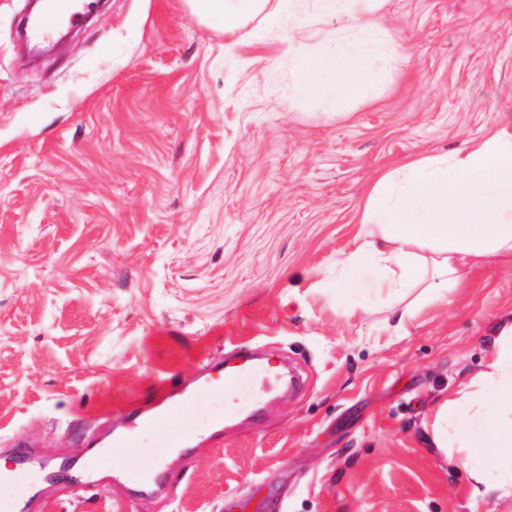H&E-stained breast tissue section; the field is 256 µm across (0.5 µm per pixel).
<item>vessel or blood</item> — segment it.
Masks as SVG:
<instances>
[{"label": "vessel or blood", "mask_w": 512, "mask_h": 512, "mask_svg": "<svg viewBox=\"0 0 512 512\" xmlns=\"http://www.w3.org/2000/svg\"><path fill=\"white\" fill-rule=\"evenodd\" d=\"M96 4L97 0H45L41 13L21 17V35L34 47L50 44L58 22L80 26ZM233 348L234 362L206 356L200 361L197 377L162 380L147 402L125 404L115 414L108 410L90 417L76 414L69 428L81 440L86 450L83 456L63 455L49 460L42 456L34 439L12 440L9 456L13 466L0 472V486L19 488L7 503L8 512L46 508L48 498L44 488L48 485L95 488L97 482L92 475L95 461L134 447L141 433L147 430L156 432L162 449L184 451L202 445L223 446V420L203 418L196 412V404L203 394L223 396L233 414L243 416L248 423H260L270 401L280 391L293 388L295 381L284 363L273 362L260 353L259 343L239 340ZM111 479L130 487L133 498L137 499L180 483L183 473L171 468L162 454L133 473L125 467H115Z\"/></svg>", "instance_id": "vessel-or-blood-1"}]
</instances>
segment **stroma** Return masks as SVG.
<instances>
[{"label": "stroma", "instance_id": "35a3bbf8", "mask_svg": "<svg viewBox=\"0 0 512 512\" xmlns=\"http://www.w3.org/2000/svg\"><path fill=\"white\" fill-rule=\"evenodd\" d=\"M26 0H0V448L83 455L75 413L148 401L225 338L298 353L297 395L187 475L50 512H512L490 449L433 440L440 408L512 324V257L474 258L445 299L336 288L378 179L512 123V0H383L403 55L358 101L288 97L286 42L227 33L189 0H107L56 55L23 63ZM485 481H476L473 470Z\"/></svg>", "mask_w": 512, "mask_h": 512}]
</instances>
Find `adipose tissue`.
Instances as JSON below:
<instances>
[{
	"label": "adipose tissue",
	"mask_w": 512,
	"mask_h": 512,
	"mask_svg": "<svg viewBox=\"0 0 512 512\" xmlns=\"http://www.w3.org/2000/svg\"><path fill=\"white\" fill-rule=\"evenodd\" d=\"M190 2L197 16L219 20L228 32L258 14L272 33L310 17L339 20V28L324 39L325 49L289 38L291 95L297 99L327 106L361 99L379 72L399 60L386 30L374 20L381 0ZM359 240L354 252L336 259L337 287H353L367 265L376 271L379 289L403 293L419 284L428 261L415 248L429 242L435 283L423 289L424 302L441 298L443 283L458 279L472 257L512 255V130L501 129L466 153L424 158L387 173L369 198ZM489 393L498 412L487 420L485 434L472 433L473 412ZM439 421L436 444L453 431L467 447L493 445L498 483L512 485V325L501 330L489 371L462 402L444 406Z\"/></svg>",
	"instance_id": "ef3b65f1"
}]
</instances>
